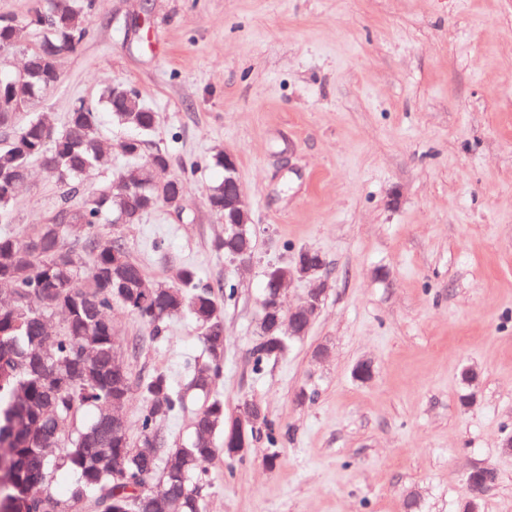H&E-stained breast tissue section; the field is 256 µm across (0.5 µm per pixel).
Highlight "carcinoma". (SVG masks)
Wrapping results in <instances>:
<instances>
[{"label":"carcinoma","mask_w":512,"mask_h":512,"mask_svg":"<svg viewBox=\"0 0 512 512\" xmlns=\"http://www.w3.org/2000/svg\"><path fill=\"white\" fill-rule=\"evenodd\" d=\"M93 8L94 0H44L35 13L43 39L31 49L34 72L19 81L0 63V83L12 82L0 91V131L9 134L0 144V224L13 223L15 196L32 161L43 163L64 187L50 222L35 225L23 237L10 229L0 232V281L12 288L9 303L0 305V512H203L207 483L202 466L217 455L218 439L229 429L216 388L224 369V302L233 298L234 286L220 297L187 265L174 267L167 282L151 280L129 258L120 237L103 240L98 234L99 225L120 217L140 222V198L114 191L110 183L92 193L81 185L83 171L111 161L99 120V113L109 112L117 124L135 131L128 158L137 165L121 177L146 186L144 194L152 199L168 193L187 197L183 176L156 184L158 169L170 166L167 150L158 147L154 156L137 151L156 124L155 112L129 85L124 89L137 106L118 111L117 84L107 80L97 104L75 105L60 127L47 112L18 123L17 108L32 109L59 81L60 61L79 48L85 34L78 30L88 27ZM30 31L0 21V59L14 43H27ZM207 204L224 215V182L210 189ZM71 237L84 240L88 265H76L66 245ZM245 237L227 248L220 237L214 249L230 255L240 245L250 251L254 242L248 228ZM115 303L136 315L155 338L163 337L169 320L182 313L202 331L206 358L188 367L183 384H173L163 370L138 383L145 399L141 448L165 447L160 424L201 404L191 437L183 447L169 449L170 476L162 492L146 487L141 476L145 464L159 466V457L143 458L131 440L110 448L97 443L98 425L112 417L114 407L125 405L133 390L130 373L112 376V322L91 318V312ZM51 318L60 329L50 340L43 324ZM295 341L292 337L276 348L257 331L250 349L253 370L262 371ZM262 433L270 444L277 443L275 423L266 414L250 437ZM61 471L76 476L64 496L52 488Z\"/></svg>","instance_id":"cac0c4a2"}]
</instances>
